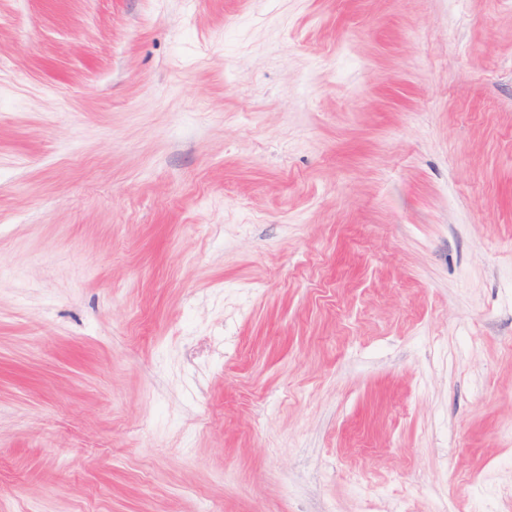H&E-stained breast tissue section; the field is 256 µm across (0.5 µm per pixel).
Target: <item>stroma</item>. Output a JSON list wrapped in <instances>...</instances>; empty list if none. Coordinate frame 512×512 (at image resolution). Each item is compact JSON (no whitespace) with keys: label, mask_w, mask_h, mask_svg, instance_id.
<instances>
[{"label":"stroma","mask_w":512,"mask_h":512,"mask_svg":"<svg viewBox=\"0 0 512 512\" xmlns=\"http://www.w3.org/2000/svg\"><path fill=\"white\" fill-rule=\"evenodd\" d=\"M0 512H512V0H0Z\"/></svg>","instance_id":"stroma-1"}]
</instances>
